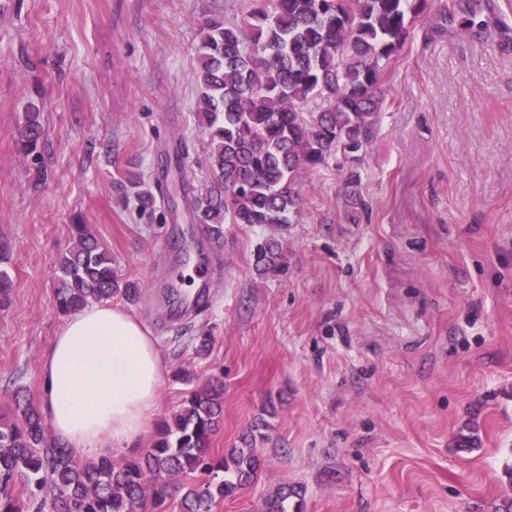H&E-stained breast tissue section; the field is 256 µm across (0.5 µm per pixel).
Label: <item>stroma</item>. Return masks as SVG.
<instances>
[{
	"mask_svg": "<svg viewBox=\"0 0 512 512\" xmlns=\"http://www.w3.org/2000/svg\"><path fill=\"white\" fill-rule=\"evenodd\" d=\"M249 0H8L0 8V245L14 290L0 306V415L17 388L44 409V355L64 317L53 267L70 226L91 225L141 297L113 305L153 336L165 372L151 447L189 387L224 383L214 454L246 435L255 480L213 512H498L512 500V0H441L385 67L380 120L359 164L330 158L297 180L293 224L193 223L176 158L200 185L196 33ZM36 101L41 161L17 128ZM368 205L344 219L343 183ZM155 196L142 210L138 189ZM277 235L288 269L257 275ZM200 250L215 288L183 309L155 288ZM211 330L207 355L191 339Z\"/></svg>",
	"mask_w": 512,
	"mask_h": 512,
	"instance_id": "1",
	"label": "stroma"
}]
</instances>
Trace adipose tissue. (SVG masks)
<instances>
[{"label":"adipose tissue","mask_w":512,"mask_h":512,"mask_svg":"<svg viewBox=\"0 0 512 512\" xmlns=\"http://www.w3.org/2000/svg\"><path fill=\"white\" fill-rule=\"evenodd\" d=\"M42 374L56 439L76 455L95 456L101 439L121 447L145 431L163 364L136 318L98 304L66 319L46 351Z\"/></svg>","instance_id":"adipose-tissue-1"}]
</instances>
